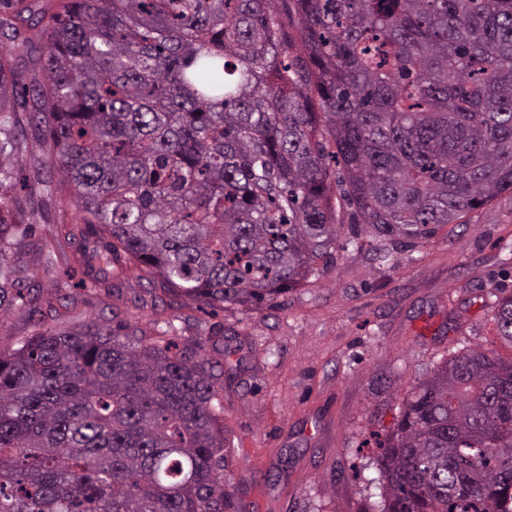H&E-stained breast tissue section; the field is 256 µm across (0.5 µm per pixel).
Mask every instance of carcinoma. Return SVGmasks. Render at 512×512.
I'll return each mask as SVG.
<instances>
[{
	"label": "carcinoma",
	"mask_w": 512,
	"mask_h": 512,
	"mask_svg": "<svg viewBox=\"0 0 512 512\" xmlns=\"http://www.w3.org/2000/svg\"><path fill=\"white\" fill-rule=\"evenodd\" d=\"M291 2L296 40L278 0H0L1 34L46 45L28 82L0 46V312H40L12 280L36 228L17 162L76 207L86 287L138 269L210 305H266L360 249L343 205L403 246L512 196V0ZM490 318L512 346V294ZM226 357L73 313L0 346V512H241ZM380 448V512H512V360L449 353Z\"/></svg>",
	"instance_id": "1"
}]
</instances>
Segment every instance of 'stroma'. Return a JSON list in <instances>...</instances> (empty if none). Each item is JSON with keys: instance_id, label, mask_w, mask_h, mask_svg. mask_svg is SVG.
Returning <instances> with one entry per match:
<instances>
[{"instance_id": "stroma-1", "label": "stroma", "mask_w": 512, "mask_h": 512, "mask_svg": "<svg viewBox=\"0 0 512 512\" xmlns=\"http://www.w3.org/2000/svg\"><path fill=\"white\" fill-rule=\"evenodd\" d=\"M46 242L74 223L69 201L29 197ZM360 250L260 308L196 304L129 271L111 287L82 285L78 265L38 275L43 298L75 300L85 317L118 312L179 345L220 336L234 351L224 375V429L242 512H376V441L396 422L415 379L464 345L512 347L489 320L491 293H512V200L476 211L395 251L364 232Z\"/></svg>"}]
</instances>
